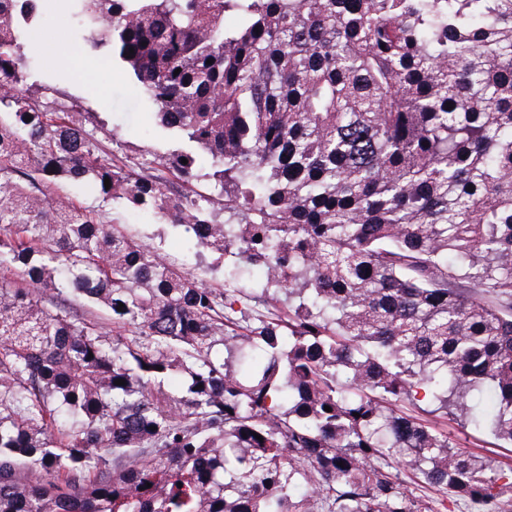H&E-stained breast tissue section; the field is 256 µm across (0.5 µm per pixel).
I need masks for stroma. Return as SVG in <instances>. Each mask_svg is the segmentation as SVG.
I'll return each instance as SVG.
<instances>
[{"mask_svg": "<svg viewBox=\"0 0 512 512\" xmlns=\"http://www.w3.org/2000/svg\"><path fill=\"white\" fill-rule=\"evenodd\" d=\"M76 45L67 6L63 0H53L44 25L23 40L26 58L40 63L28 80L30 94L47 103L79 105L86 112V130L107 154L128 165L146 158L160 160L179 149L180 141L161 126L148 99L138 94L122 68L108 66L107 88L100 95L70 66L57 64L56 52ZM120 218L129 236L157 247L177 266L202 274L210 286L223 287L222 260L206 248L187 243L180 228L161 223L149 211H124Z\"/></svg>", "mask_w": 512, "mask_h": 512, "instance_id": "35a3bbf8", "label": "stroma"}]
</instances>
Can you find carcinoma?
<instances>
[{
	"mask_svg": "<svg viewBox=\"0 0 512 512\" xmlns=\"http://www.w3.org/2000/svg\"><path fill=\"white\" fill-rule=\"evenodd\" d=\"M45 2L0 0V512H503L512 467L400 407L512 446V0H67L184 144L156 174L24 89ZM66 191L84 206L102 209L108 219L112 220V202H103L99 191L91 182L68 186ZM122 229L137 241L157 247L177 266L202 274L212 287H224V261L206 248L187 243L180 228L161 223L149 211H120Z\"/></svg>",
	"mask_w": 512,
	"mask_h": 512,
	"instance_id": "obj_1",
	"label": "carcinoma"
}]
</instances>
